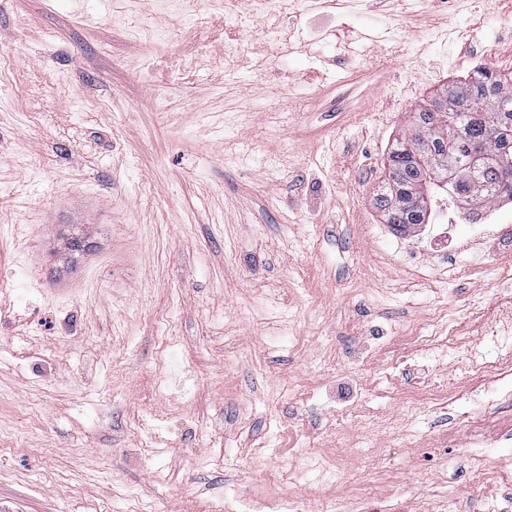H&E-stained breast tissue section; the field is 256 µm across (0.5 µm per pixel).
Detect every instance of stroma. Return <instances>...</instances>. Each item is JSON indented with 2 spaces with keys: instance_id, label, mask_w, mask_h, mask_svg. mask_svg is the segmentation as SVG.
Instances as JSON below:
<instances>
[{
  "instance_id": "35a3bbf8",
  "label": "stroma",
  "mask_w": 512,
  "mask_h": 512,
  "mask_svg": "<svg viewBox=\"0 0 512 512\" xmlns=\"http://www.w3.org/2000/svg\"><path fill=\"white\" fill-rule=\"evenodd\" d=\"M246 6L0 0V512L512 499L494 422L467 448L383 356L353 362L438 310L487 334L500 285L449 277L373 195L444 85L512 76V0H288L240 29ZM71 224L95 245L66 266Z\"/></svg>"
}]
</instances>
